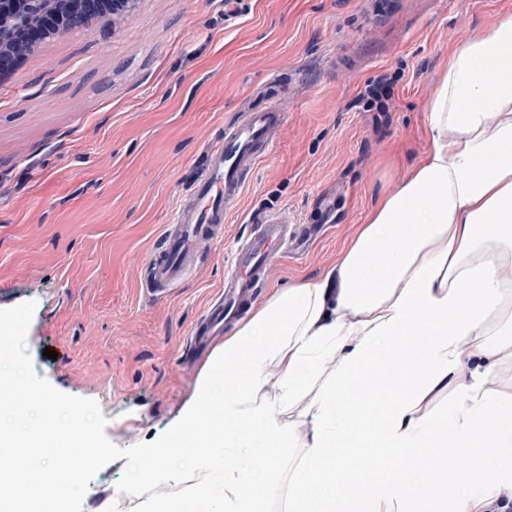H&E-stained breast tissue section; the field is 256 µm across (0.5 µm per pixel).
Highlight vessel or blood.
<instances>
[{
  "mask_svg": "<svg viewBox=\"0 0 512 512\" xmlns=\"http://www.w3.org/2000/svg\"><path fill=\"white\" fill-rule=\"evenodd\" d=\"M287 114L276 104L247 109L225 125L205 152V162L143 266L147 292L165 297L188 274L199 271V246L224 236L257 166L266 159L286 128ZM251 230L237 241L224 287L207 304L191 329L197 350L222 335L225 320L250 308L269 280L272 261L300 253L321 231L316 224H293L278 212L262 210L250 217Z\"/></svg>",
  "mask_w": 512,
  "mask_h": 512,
  "instance_id": "obj_1",
  "label": "vessel or blood"
}]
</instances>
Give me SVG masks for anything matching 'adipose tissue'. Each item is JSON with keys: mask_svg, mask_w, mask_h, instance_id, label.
<instances>
[{"mask_svg": "<svg viewBox=\"0 0 512 512\" xmlns=\"http://www.w3.org/2000/svg\"><path fill=\"white\" fill-rule=\"evenodd\" d=\"M428 132L335 268L275 290L209 356L172 431L190 440V470L141 474L180 485L179 512H265L276 477L255 461L286 448L287 512H477L491 466L512 487V18L449 54ZM381 358L391 378L372 396ZM226 364L241 380L220 395ZM445 395L450 409L434 408ZM448 447L473 468L412 492L416 455ZM374 448L402 470H371Z\"/></svg>", "mask_w": 512, "mask_h": 512, "instance_id": "1", "label": "adipose tissue"}]
</instances>
